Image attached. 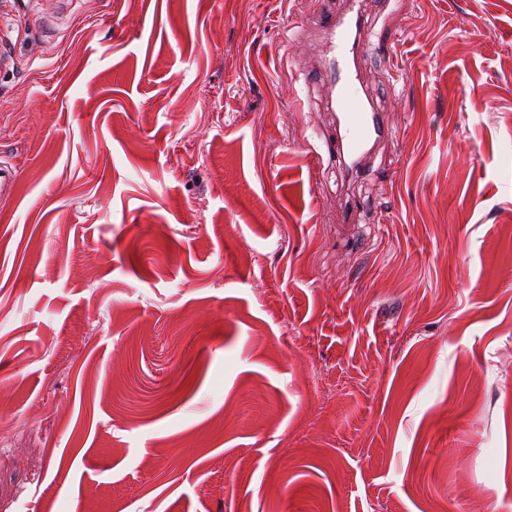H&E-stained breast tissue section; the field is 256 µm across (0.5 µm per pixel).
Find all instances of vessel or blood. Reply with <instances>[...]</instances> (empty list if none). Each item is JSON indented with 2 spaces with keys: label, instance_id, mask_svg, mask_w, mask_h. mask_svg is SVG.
Instances as JSON below:
<instances>
[{
  "label": "vessel or blood",
  "instance_id": "vessel-or-blood-1",
  "mask_svg": "<svg viewBox=\"0 0 512 512\" xmlns=\"http://www.w3.org/2000/svg\"><path fill=\"white\" fill-rule=\"evenodd\" d=\"M373 26L367 20L362 0H348L343 11L329 10L316 16L310 32L320 39V60L310 70L314 82L327 92L338 109L335 134L328 144L346 171L349 182H356L365 171V160L380 144L392 137L393 127L384 112L362 99L359 90L343 84V70L336 48L349 44L353 59H360L370 45Z\"/></svg>",
  "mask_w": 512,
  "mask_h": 512
}]
</instances>
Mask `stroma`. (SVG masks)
Here are the masks:
<instances>
[{"mask_svg": "<svg viewBox=\"0 0 512 512\" xmlns=\"http://www.w3.org/2000/svg\"><path fill=\"white\" fill-rule=\"evenodd\" d=\"M327 7L0 0V512H512V0L379 19L352 185ZM361 0H349L346 9H330L316 16L308 37L320 39V61L308 73L313 82L327 91L331 105H337L335 134L327 142L329 157L336 156L346 171L348 184L362 177L365 159L380 144L392 138L394 127L385 112L361 97L360 90H350L343 84V69L336 58L340 44L351 43V62L356 77L358 61L370 46V32L374 29L366 19Z\"/></svg>", "mask_w": 512, "mask_h": 512, "instance_id": "obj_1", "label": "stroma"}]
</instances>
